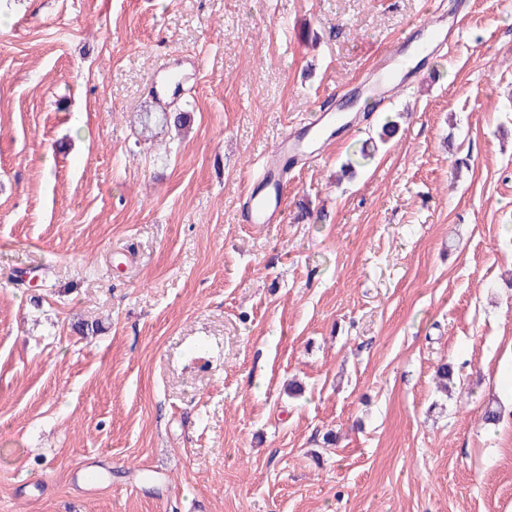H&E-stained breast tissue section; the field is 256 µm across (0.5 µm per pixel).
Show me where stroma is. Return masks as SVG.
<instances>
[{"label": "stroma", "mask_w": 512, "mask_h": 512, "mask_svg": "<svg viewBox=\"0 0 512 512\" xmlns=\"http://www.w3.org/2000/svg\"><path fill=\"white\" fill-rule=\"evenodd\" d=\"M437 12L450 49L242 223ZM0 512H512V6L0 0ZM289 152H300L301 143L295 136L285 134L276 151L267 159L261 183L262 189L247 199V207L242 213L246 224H277L281 221L284 182L278 177L274 163Z\"/></svg>", "instance_id": "1"}]
</instances>
